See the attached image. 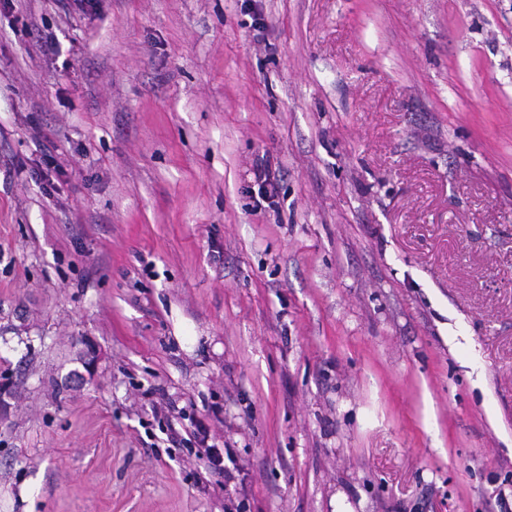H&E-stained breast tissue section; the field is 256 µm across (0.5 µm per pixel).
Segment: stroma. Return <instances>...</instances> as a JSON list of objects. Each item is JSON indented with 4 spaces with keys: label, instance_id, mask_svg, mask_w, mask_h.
Listing matches in <instances>:
<instances>
[{
    "label": "stroma",
    "instance_id": "obj_1",
    "mask_svg": "<svg viewBox=\"0 0 512 512\" xmlns=\"http://www.w3.org/2000/svg\"><path fill=\"white\" fill-rule=\"evenodd\" d=\"M2 371L0 512H512V0H0Z\"/></svg>",
    "mask_w": 512,
    "mask_h": 512
}]
</instances>
